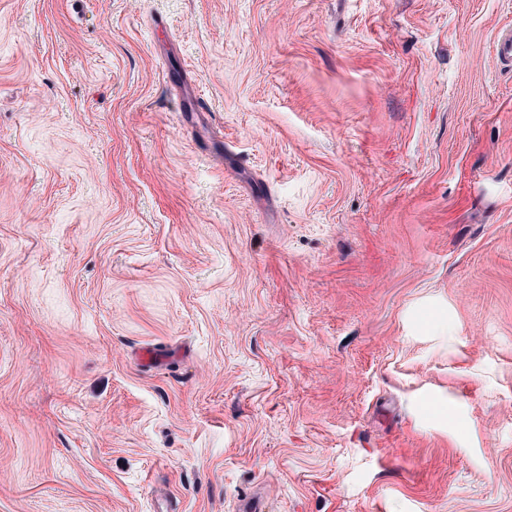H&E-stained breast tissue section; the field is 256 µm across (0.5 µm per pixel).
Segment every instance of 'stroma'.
I'll return each instance as SVG.
<instances>
[{"mask_svg":"<svg viewBox=\"0 0 512 512\" xmlns=\"http://www.w3.org/2000/svg\"><path fill=\"white\" fill-rule=\"evenodd\" d=\"M507 26L0 0V512H512Z\"/></svg>","mask_w":512,"mask_h":512,"instance_id":"stroma-1","label":"stroma"}]
</instances>
